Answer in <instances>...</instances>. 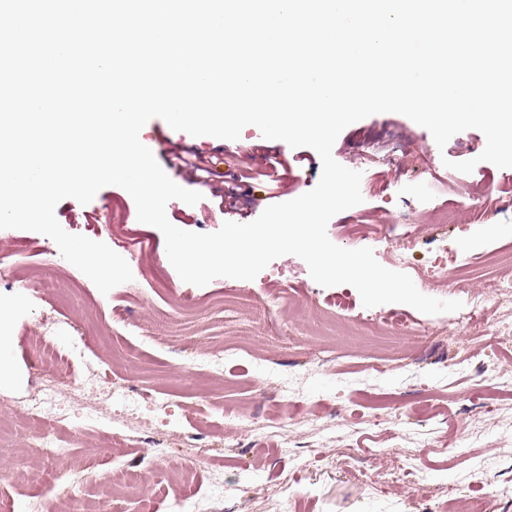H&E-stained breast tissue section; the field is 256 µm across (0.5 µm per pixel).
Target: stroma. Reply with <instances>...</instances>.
Segmentation results:
<instances>
[{
  "instance_id": "stroma-1",
  "label": "stroma",
  "mask_w": 512,
  "mask_h": 512,
  "mask_svg": "<svg viewBox=\"0 0 512 512\" xmlns=\"http://www.w3.org/2000/svg\"><path fill=\"white\" fill-rule=\"evenodd\" d=\"M158 163L164 143L222 161L221 176L206 184L180 179L202 195L195 205L170 201L172 224L192 232L217 231L225 221L248 223L265 209V186L254 181L227 210L223 177L286 162L280 199L313 189L322 169L318 153L262 137L253 125L238 140L194 137L159 118L141 130ZM485 136L468 129L438 148L431 133L398 113H380L346 127L332 154L362 174L361 204L334 216L330 240L339 247L371 248L384 267L408 274L417 289L441 300L469 296L457 283L430 280L440 266L460 269L499 252H512V168L478 162L465 174L445 160L477 159ZM55 216L69 233L106 243L128 262L131 282L102 294L65 260L49 237L29 230L0 231V300L15 282L46 268L54 283L30 282L24 305L11 318L13 377L0 381V407L22 406L37 375L32 334L57 328L55 344L79 343L74 369L94 366L108 380L134 379L140 390L165 388L174 402L170 420L134 414L119 403L103 406L102 422L81 429L67 423L55 435L71 439L68 456L34 454L19 429L17 446L0 457V470L26 474L0 480V507L27 512L36 497L60 512L66 493L97 495L111 472L126 470L154 485L161 453L204 454L224 477L221 512H448L483 496L494 512H512V392L471 397L472 377L512 367V334L499 329L502 311L489 308L480 332L468 309L427 315L400 303L364 307L347 284L318 285L306 263L286 255L251 281L217 278L197 287L170 264L162 232L139 222L131 195L103 187L88 204L61 200ZM494 225L491 233L482 224ZM344 300L336 320L347 337L322 343L320 311ZM242 346L224 357L220 374L194 364L206 349ZM270 374L288 377L295 412L306 425H286L289 447H255L238 425L198 435L194 411L202 399L242 407L259 418L277 414ZM128 436L125 456L113 458L105 441Z\"/></svg>"
}]
</instances>
